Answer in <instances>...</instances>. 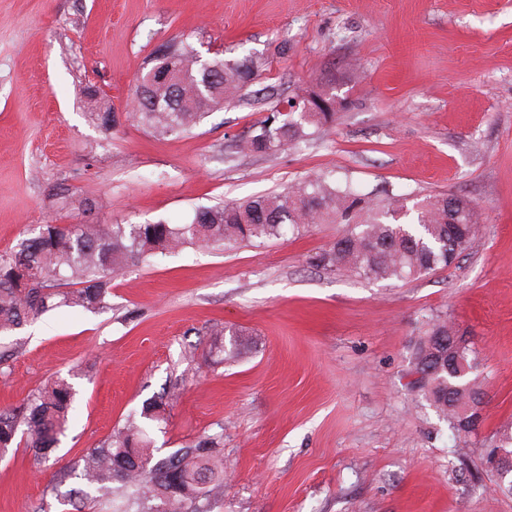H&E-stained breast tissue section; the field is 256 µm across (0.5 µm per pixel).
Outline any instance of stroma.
<instances>
[{
    "label": "stroma",
    "mask_w": 512,
    "mask_h": 512,
    "mask_svg": "<svg viewBox=\"0 0 512 512\" xmlns=\"http://www.w3.org/2000/svg\"><path fill=\"white\" fill-rule=\"evenodd\" d=\"M174 39L266 69L191 133L157 138L127 112L149 54ZM91 89L112 130L90 119ZM302 89L335 94L331 134L240 150ZM322 171L463 196L481 231L456 264L406 281L320 266L337 224L188 248L129 267L110 309L0 335V407L57 377L76 391L56 465L22 446L0 457V512H74L81 482L63 471L175 384L152 437L167 454L222 432L211 512H512L486 462L512 432V0H0V252L48 221L180 224ZM439 319L478 353L482 423L468 436L413 384L415 342ZM216 324L249 354L218 361Z\"/></svg>",
    "instance_id": "1"
}]
</instances>
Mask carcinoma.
I'll return each mask as SVG.
<instances>
[{"mask_svg":"<svg viewBox=\"0 0 512 512\" xmlns=\"http://www.w3.org/2000/svg\"><path fill=\"white\" fill-rule=\"evenodd\" d=\"M165 48L162 64L170 78L159 82L144 73L132 97V118L154 135L191 131L209 113L240 97L264 71L259 57L234 61L216 55L197 68L191 64V46L171 41ZM90 98L94 119L111 130L112 105L95 94ZM294 105L293 112H271L240 149L275 153L328 131L335 121L336 97L328 93L305 91L296 95ZM454 214L448 222L446 194L429 195L410 206L402 195L363 192L321 172L284 193L199 208L187 224H39L0 255V332L63 306L108 309L114 278L158 254L263 243L315 224L346 225L319 255L324 268L375 280L419 278L450 266L477 235L469 200L454 196ZM452 333L447 321L432 323L419 336L413 359L424 397L458 433L470 434L476 426L458 417L457 402L470 387L477 362L466 346L460 352L464 373L457 365L448 366ZM213 335L229 336V347L222 349L229 357L245 349L241 333L233 328L217 327ZM72 399L71 385L60 378L29 394L21 406L1 409L0 457L19 440L37 461H49L69 424ZM164 413L162 400H150L100 446L87 449L70 465L84 488L69 495L83 497L90 512H210L211 502L224 494L222 435H204L158 458L147 428L164 421Z\"/></svg>","mask_w":512,"mask_h":512,"instance_id":"1","label":"carcinoma"}]
</instances>
